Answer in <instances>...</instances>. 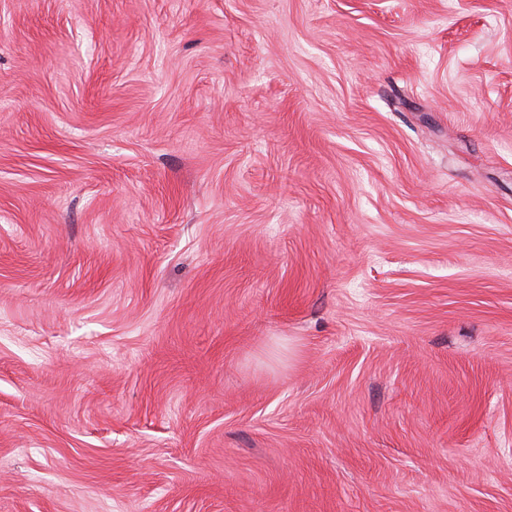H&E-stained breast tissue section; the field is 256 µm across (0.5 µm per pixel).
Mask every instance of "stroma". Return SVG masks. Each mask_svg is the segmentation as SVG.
<instances>
[{"label":"stroma","mask_w":512,"mask_h":512,"mask_svg":"<svg viewBox=\"0 0 512 512\" xmlns=\"http://www.w3.org/2000/svg\"><path fill=\"white\" fill-rule=\"evenodd\" d=\"M0 512H512V0H0Z\"/></svg>","instance_id":"obj_1"}]
</instances>
